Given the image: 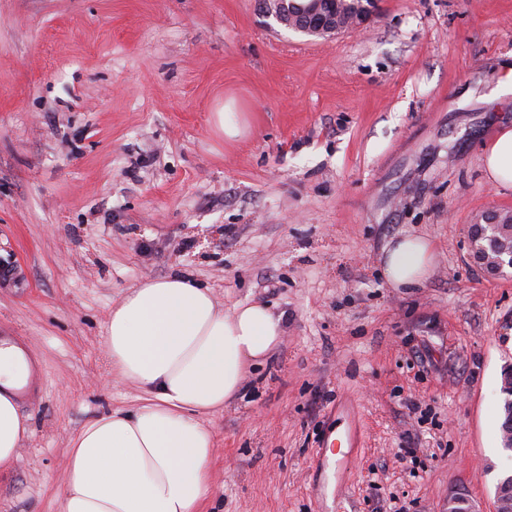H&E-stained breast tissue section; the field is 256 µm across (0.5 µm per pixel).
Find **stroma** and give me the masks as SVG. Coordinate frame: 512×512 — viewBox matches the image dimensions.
I'll return each instance as SVG.
<instances>
[{
    "mask_svg": "<svg viewBox=\"0 0 512 512\" xmlns=\"http://www.w3.org/2000/svg\"><path fill=\"white\" fill-rule=\"evenodd\" d=\"M510 74L512 0H380L327 41L260 0H0V340L34 381L0 512H61L71 440L146 403L104 325L176 272L286 321L205 418L203 512H442L458 490L491 512L512 276L469 262L460 228L512 211L481 158ZM410 233L434 272L390 287ZM435 251L429 239L405 234L385 249L382 273L393 288H415L427 280L434 265Z\"/></svg>",
    "mask_w": 512,
    "mask_h": 512,
    "instance_id": "1",
    "label": "stroma"
}]
</instances>
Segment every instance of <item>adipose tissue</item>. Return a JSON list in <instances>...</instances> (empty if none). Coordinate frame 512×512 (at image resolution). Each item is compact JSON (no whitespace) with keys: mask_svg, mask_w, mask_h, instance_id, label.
<instances>
[{"mask_svg":"<svg viewBox=\"0 0 512 512\" xmlns=\"http://www.w3.org/2000/svg\"><path fill=\"white\" fill-rule=\"evenodd\" d=\"M482 161L488 183L512 184V126L484 145ZM434 260L429 239L406 234L386 247L382 273L391 287L415 288ZM283 334L281 316L267 305L224 311L209 289L181 274L131 288L108 314L104 345L113 375L149 399L93 418L72 440L62 512H200L215 450L203 417L239 394L247 368ZM28 374L21 351L1 345L0 469L15 462L29 431L14 401Z\"/></svg>","mask_w":512,"mask_h":512,"instance_id":"adipose-tissue-1","label":"adipose tissue"}]
</instances>
